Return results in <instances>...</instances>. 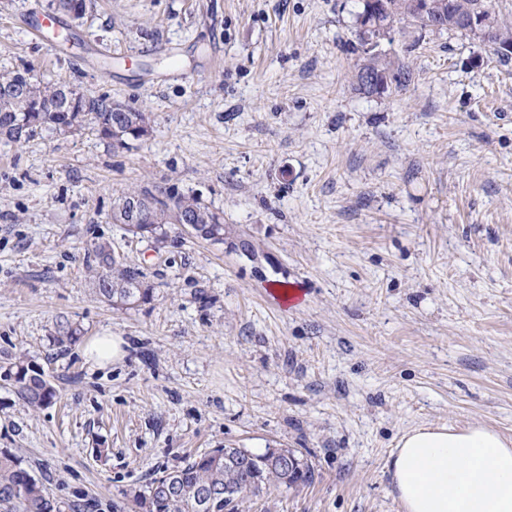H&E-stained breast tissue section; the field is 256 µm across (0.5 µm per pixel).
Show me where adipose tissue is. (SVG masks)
Instances as JSON below:
<instances>
[{"mask_svg":"<svg viewBox=\"0 0 512 512\" xmlns=\"http://www.w3.org/2000/svg\"><path fill=\"white\" fill-rule=\"evenodd\" d=\"M388 470L404 512H512V440L488 427L411 429Z\"/></svg>","mask_w":512,"mask_h":512,"instance_id":"obj_1","label":"adipose tissue"}]
</instances>
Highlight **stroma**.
Returning a JSON list of instances; mask_svg holds the SVG:
<instances>
[{
    "label": "stroma",
    "mask_w": 512,
    "mask_h": 512,
    "mask_svg": "<svg viewBox=\"0 0 512 512\" xmlns=\"http://www.w3.org/2000/svg\"><path fill=\"white\" fill-rule=\"evenodd\" d=\"M361 0H0V71L106 94L150 130L91 124L0 139V453L69 512H133L132 490L215 448H289L312 479L244 512H403L388 463L420 425L512 438V61L456 31L395 24L406 87L357 89ZM59 22L28 34L35 17ZM198 197L210 244L112 223L128 190ZM108 243L152 299L113 308ZM294 288L297 305L278 288ZM83 331L54 344L57 323ZM120 336L99 366L85 341ZM26 354L57 391L32 408ZM6 376L13 378L19 395L32 408L49 405L56 397V390L45 373L30 365L25 355L10 363Z\"/></svg>",
    "instance_id": "1"
}]
</instances>
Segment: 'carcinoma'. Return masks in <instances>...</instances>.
Segmentation results:
<instances>
[{
    "label": "carcinoma",
    "mask_w": 512,
    "mask_h": 512,
    "mask_svg": "<svg viewBox=\"0 0 512 512\" xmlns=\"http://www.w3.org/2000/svg\"><path fill=\"white\" fill-rule=\"evenodd\" d=\"M438 10L444 14L446 29L468 34L467 20L473 14L482 13L490 20L493 43H512V27L501 24L492 16L487 0H435ZM363 9L358 15L361 30L357 32L359 44L370 52L376 44L365 37L362 27L377 18L392 24L408 20L422 29H431L432 15L420 11L417 0H362ZM31 69L24 66L0 73V86L9 84L21 86L26 83ZM387 74L389 80L401 87L411 79V73L404 66L394 70L388 64L380 63L377 58L363 65L358 78L366 74ZM112 98L106 94H88L84 99L87 112H43L33 111L31 101L21 95L8 100L0 99V135L12 142H20L38 129L56 132L73 130L84 123H92L102 138L112 139V128L116 125L128 128L131 119L141 112L129 109L125 112H108L106 108ZM187 202L186 217L192 224H208L220 218V214L210 209L195 196H182ZM139 236L160 240L167 235L165 225L149 220L139 225ZM92 261L99 268L96 280L106 277L122 284L112 291L103 288L95 293L114 306L135 309L151 299L150 289L143 287L142 272L131 266H125L112 255V248L106 243H98L89 251ZM79 339L78 329L67 322L57 324L54 341L65 346ZM7 377L14 380L21 398L32 408L49 405L56 397V390L46 378L45 373L20 356L10 363ZM259 477V485L247 489L250 477ZM311 477L308 465L296 459V467L287 471L273 460V453L265 450L255 453L245 448H214L209 452L189 459L184 465L162 471L143 491L133 494L138 512H224V502L207 507L204 501L195 496V491L219 487L237 494L235 503L229 512H239L240 504L246 499L257 496L271 486L290 487L307 482ZM0 512H60V506L50 496L47 488L29 470L21 466L18 459L10 454L0 453Z\"/></svg>",
    "instance_id": "carcinoma-1"
}]
</instances>
